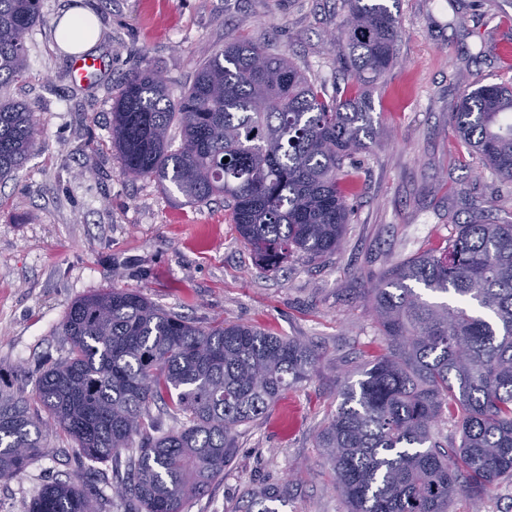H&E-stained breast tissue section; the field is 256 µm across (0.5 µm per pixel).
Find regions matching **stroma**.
Returning a JSON list of instances; mask_svg holds the SVG:
<instances>
[{"mask_svg":"<svg viewBox=\"0 0 512 512\" xmlns=\"http://www.w3.org/2000/svg\"><path fill=\"white\" fill-rule=\"evenodd\" d=\"M75 8L93 11L99 29V66L83 77L55 30ZM42 14L27 36V72L9 88L34 106L41 148L0 183V373L31 393L69 352L60 327L71 304L112 287L201 326L219 319L309 342L319 353L310 378L236 428L232 464L186 512H257L269 489L277 512H345L315 441L342 381L357 380L376 350L362 290L387 266L443 247L458 225L512 220V188L479 173L448 120L465 84L512 79V0H399V62L367 82L377 134L351 160L343 248L324 260L292 257L275 272L238 240L223 201L190 206L175 188L122 175L112 104L136 69L179 92L202 50L245 38L287 54L328 94L357 89L337 57L343 0H42ZM47 431L24 472L0 479V512H28L54 480L96 491L101 512H120L123 469L84 466L67 435L52 423Z\"/></svg>","mask_w":512,"mask_h":512,"instance_id":"35a3bbf8","label":"stroma"}]
</instances>
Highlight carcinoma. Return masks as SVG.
Instances as JSON below:
<instances>
[{"instance_id":"1","label":"carcinoma","mask_w":512,"mask_h":512,"mask_svg":"<svg viewBox=\"0 0 512 512\" xmlns=\"http://www.w3.org/2000/svg\"><path fill=\"white\" fill-rule=\"evenodd\" d=\"M344 2L339 63L377 79L398 62L397 0ZM42 20L41 0H0V182L40 145L33 108L7 88L25 75L26 38ZM451 122L483 168L511 184L512 82L466 85ZM375 133L366 95L328 99L286 55L251 41L205 49L177 95L139 68L112 105L122 174L170 183L189 205L224 199L239 238L272 271L294 255L341 250L352 208L338 180L353 175L346 162ZM363 302L383 352L360 379H344L316 437L346 512H448L462 492L477 503L512 483V222L458 225L439 253L384 269ZM61 334L70 352L32 397L0 379V479L43 447L45 411L82 458L125 463V512H185L232 463L234 430L317 362L304 341L222 321L203 328L119 288L75 301ZM153 407L178 427L162 431ZM449 421L459 434L451 445L441 429ZM30 512L98 508L77 484L56 482Z\"/></svg>"}]
</instances>
